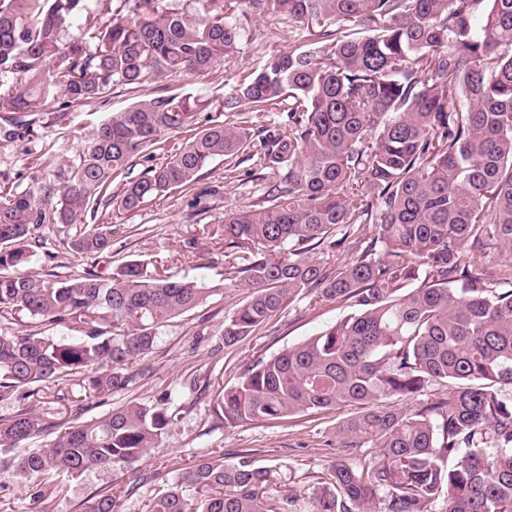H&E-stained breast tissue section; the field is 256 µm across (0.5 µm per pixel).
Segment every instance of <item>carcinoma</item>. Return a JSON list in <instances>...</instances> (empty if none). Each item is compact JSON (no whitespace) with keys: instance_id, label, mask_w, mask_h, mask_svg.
Segmentation results:
<instances>
[{"instance_id":"obj_1","label":"carcinoma","mask_w":512,"mask_h":512,"mask_svg":"<svg viewBox=\"0 0 512 512\" xmlns=\"http://www.w3.org/2000/svg\"><path fill=\"white\" fill-rule=\"evenodd\" d=\"M92 2L0 0V108L37 112L55 93L87 102L114 86L212 73L238 52L247 5L288 21L290 35L324 29L320 46L236 75L224 98L238 115L288 102L286 136L256 140L244 120L215 121L167 148L162 137L195 126L200 103L158 88L110 114L69 163L44 161L54 181L39 193L0 185V402L32 404L0 418V445L58 428L32 415L49 391L67 401L76 385L84 400L104 401L128 389L161 328L218 291L138 261L107 274L30 268L56 250L110 251L112 225L87 222V211L212 195L199 187L203 169L257 141L277 180L224 215V253L247 289L224 317V345L300 298L353 312L222 387L224 428L351 408L336 440L371 441L382 458L332 462L311 488V512H371L375 501L380 512H512V0H198L193 13L159 0ZM77 17L78 33L64 39ZM23 129L4 120L0 141ZM318 248L336 253L335 268L311 257ZM18 314L40 328L16 331ZM56 327L81 336L66 341ZM432 385L446 391L396 407ZM169 400L72 424L13 474L128 469L177 420ZM269 482L249 453L208 458L158 492L151 512H288L291 497L266 496ZM118 500L102 491L84 512H117Z\"/></svg>"}]
</instances>
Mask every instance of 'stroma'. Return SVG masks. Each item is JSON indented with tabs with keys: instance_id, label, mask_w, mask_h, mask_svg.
I'll return each instance as SVG.
<instances>
[{
	"instance_id": "35a3bbf8",
	"label": "stroma",
	"mask_w": 512,
	"mask_h": 512,
	"mask_svg": "<svg viewBox=\"0 0 512 512\" xmlns=\"http://www.w3.org/2000/svg\"><path fill=\"white\" fill-rule=\"evenodd\" d=\"M282 26L272 13L249 19L238 53L224 60L214 73L165 80L167 94L202 98L203 104L197 109L198 128L224 120L221 104L231 90V78L260 67L268 57L291 47ZM141 96L139 89L116 86L101 100L75 103L64 110L50 103L41 111L27 113L29 136L0 142V183L38 190L48 177L39 164L41 154L52 155L59 162L73 159L83 138L99 123L111 113L124 111ZM258 168L255 159L245 163L235 157L215 160L205 169L200 184L215 187L217 193L198 210L189 207L187 195L177 192L147 201L137 212L118 220L99 214L98 223L114 226L111 261L58 254L54 264L66 275L93 266L103 270L108 264L130 260L151 265L162 260L171 274L214 286L215 292L162 328L154 352L140 364L135 383L113 393L107 402L90 403L82 414L88 421L132 400L152 404L162 394H170L180 416L158 447L149 449L124 472L97 470L76 479L57 476L64 490L44 504L36 500L34 482H22L0 471V512H81L89 499L116 485L135 489L134 494L119 500L118 512H148L155 493L174 482L180 468L219 454L233 461L247 450L256 465L270 470L273 489L295 496L293 512H309V492L333 461L342 458L364 465L376 460L380 450L373 444L346 448L337 442L332 433L341 418L337 412L228 430L216 409L219 385L234 383L252 360L314 336L348 312L347 307L333 301L303 298L278 313L255 336L225 346L224 318L239 305L245 292L223 285L231 266L224 256V239L216 230L224 222L225 211L258 202V194L244 180L247 171Z\"/></svg>"
}]
</instances>
